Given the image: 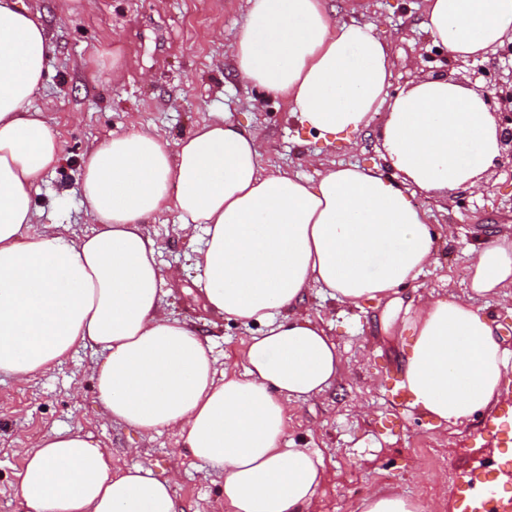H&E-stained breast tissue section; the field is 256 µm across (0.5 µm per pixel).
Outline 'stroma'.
Segmentation results:
<instances>
[{"label": "stroma", "instance_id": "35a3bbf8", "mask_svg": "<svg viewBox=\"0 0 512 512\" xmlns=\"http://www.w3.org/2000/svg\"><path fill=\"white\" fill-rule=\"evenodd\" d=\"M38 10L50 37L44 84L31 106L60 140L64 158L32 191L37 228L68 224L88 228L82 205V171L90 149L133 129H157L169 142L189 136L214 113L254 129L264 138L261 166L317 179L313 155L341 165L384 167L376 113L356 147L324 144L288 117L286 103L236 77L229 51L246 16V0H24ZM340 17L364 15L389 45L391 83L399 90L420 80L447 77L463 84L512 75V42L496 46L482 73L451 64L421 27L423 0H327ZM487 184L447 199L419 194L439 234L436 261L398 293L404 305L460 295L466 290L474 250L498 229L512 227V161L501 158ZM157 261L166 278L163 311L208 340L217 362L236 359L257 324L224 318L206 307L196 286L195 250L168 209L151 216ZM309 317L330 331L343 359L341 379L325 394L290 404L285 444L316 450L322 480L311 512H359L378 488H395L424 512H461L459 477L479 475L512 497L506 462L512 447L480 436L491 418L512 406V385L492 412L475 413L448 429L394 397L391 388L411 336L385 333L384 308L330 299L309 288ZM97 353L80 348L49 370L24 379L0 375V512H25L20 473L32 446L56 431L78 430L111 452L114 466L144 464L159 477L177 472L181 512H230L224 483L211 464L186 455L174 430L146 433L107 418L96 396Z\"/></svg>", "mask_w": 512, "mask_h": 512}]
</instances>
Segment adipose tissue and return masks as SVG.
<instances>
[{"instance_id":"obj_1","label":"adipose tissue","mask_w":512,"mask_h":512,"mask_svg":"<svg viewBox=\"0 0 512 512\" xmlns=\"http://www.w3.org/2000/svg\"><path fill=\"white\" fill-rule=\"evenodd\" d=\"M246 3L231 47L239 79L283 97L326 143L352 141L384 112L393 176L333 164L315 181L265 173L259 134L218 114L174 146L150 130L99 144L81 187L92 233H32L31 189L63 158L30 108L49 38L23 0H0V373L22 378L95 348L106 414L176 430L187 455L222 470L232 512H309L322 461L283 447L288 406L329 389L341 357L304 313L307 289L384 304V329L412 335L403 376L413 407L460 425L512 381V350L474 304L512 300V231L477 249L466 294L403 309L399 287L437 252L413 198L485 184L499 153L493 116L476 88L444 77L389 96L393 63L375 23L335 19L326 0ZM422 25L451 58L483 61L512 40V0H426ZM170 206L184 233L206 227L196 265L208 307L265 327L221 370L208 344L161 311L145 224ZM176 483L143 465L114 471L90 436L59 431L29 453L20 492L27 512H179Z\"/></svg>"}]
</instances>
